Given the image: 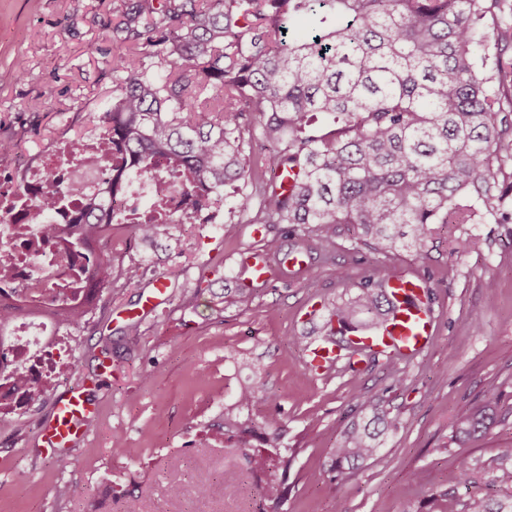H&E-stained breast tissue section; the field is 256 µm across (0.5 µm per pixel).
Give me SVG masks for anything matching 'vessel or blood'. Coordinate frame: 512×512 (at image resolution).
<instances>
[{
	"label": "vessel or blood",
	"instance_id": "obj_1",
	"mask_svg": "<svg viewBox=\"0 0 512 512\" xmlns=\"http://www.w3.org/2000/svg\"><path fill=\"white\" fill-rule=\"evenodd\" d=\"M427 287V281L417 275L390 276V310L383 323L369 330L346 329L345 341L355 349L370 348L405 360L423 354L432 345L438 326L433 308L426 303ZM336 356L335 344L325 339L309 350L307 364L321 370L333 366ZM98 413L88 384L76 383L55 399L39 436L52 451H67L86 442L87 426Z\"/></svg>",
	"mask_w": 512,
	"mask_h": 512
}]
</instances>
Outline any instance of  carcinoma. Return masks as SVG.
I'll list each match as a JSON object with an SVG mask.
<instances>
[{
  "instance_id": "carcinoma-1",
  "label": "carcinoma",
  "mask_w": 512,
  "mask_h": 512,
  "mask_svg": "<svg viewBox=\"0 0 512 512\" xmlns=\"http://www.w3.org/2000/svg\"><path fill=\"white\" fill-rule=\"evenodd\" d=\"M112 44L124 49L112 102L97 132L112 141V169L154 179L156 158L191 202L193 217L228 207L234 225L286 224L323 253L337 226L351 224L371 254L422 256L434 224H478L512 195V4L508 0H119ZM321 14L329 25L304 37L291 19ZM328 125L313 127L314 115ZM297 171L290 188L275 178ZM74 187L52 186L38 200L40 224ZM141 239L173 225L164 193L147 196ZM100 290L120 276L106 251L88 271ZM389 300L370 275L328 310L332 324L374 327ZM259 381L224 406V427L250 466L266 470L278 450L264 500L288 504L296 451L268 420L240 421L259 399ZM497 397L459 416L455 439L487 434ZM399 421L383 412L345 428L333 449L336 481L375 458ZM466 512H512L504 500L474 498Z\"/></svg>"
}]
</instances>
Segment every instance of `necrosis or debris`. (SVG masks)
<instances>
[{
	"label": "necrosis or debris",
	"instance_id": "necrosis-or-debris-1",
	"mask_svg": "<svg viewBox=\"0 0 512 512\" xmlns=\"http://www.w3.org/2000/svg\"><path fill=\"white\" fill-rule=\"evenodd\" d=\"M71 150L70 141H57L25 166L29 190L24 202L0 187V254L11 257L7 275L0 277V309L22 312L0 335V411H21L31 386L52 385L71 365L68 332L52 314L85 306L84 271L100 253V237L85 232L82 199L55 212L58 231L52 238L45 237L39 223L37 199L49 185L80 183L87 194L105 195V207L94 216L103 225L120 222L139 204L138 177L126 175L116 191L111 176L103 175L101 161L109 151L105 138L83 140L79 156H72ZM19 372L25 384L16 383Z\"/></svg>",
	"mask_w": 512,
	"mask_h": 512
}]
</instances>
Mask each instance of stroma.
<instances>
[{
    "instance_id": "1",
    "label": "stroma",
    "mask_w": 512,
    "mask_h": 512,
    "mask_svg": "<svg viewBox=\"0 0 512 512\" xmlns=\"http://www.w3.org/2000/svg\"><path fill=\"white\" fill-rule=\"evenodd\" d=\"M114 0H0V175L15 172L51 143L90 135L91 117L112 100ZM26 62L18 73L16 59ZM215 220L181 232L162 231L147 243L125 225L112 228L115 263H142L140 286L115 284L95 314L73 331V363L12 425L0 427V512H254L261 496L245 475L241 451L224 450V406L251 381L236 357L261 369L258 416L283 427L299 454L291 469L288 512H465L473 495L499 499L493 468L512 452V223L438 224L425 255L403 252L373 259L340 226L330 254L308 248L294 280L259 284L250 304L225 306L245 275L241 252H263L275 240L279 257L297 250V236L267 227L262 238L247 224L225 238ZM483 240L458 252L457 240ZM349 284L376 273H414L433 292L439 317L433 346L412 360L379 355L343 357L314 375L302 363L305 344L319 335L326 304ZM168 302L143 315L136 328L118 317L141 307L156 278ZM494 283L495 298L486 285ZM117 376L95 392L99 416L85 445L56 456L40 447L37 423L56 396L79 380L94 381L103 364ZM499 397L498 421L482 437L453 441L457 414ZM377 396L400 421L380 455L354 468L344 485L331 472L342 429L364 416L360 396ZM476 467V483L458 486L461 461ZM211 480L199 495V477ZM77 483L80 498L59 495ZM180 495H172V486Z\"/></svg>"
}]
</instances>
